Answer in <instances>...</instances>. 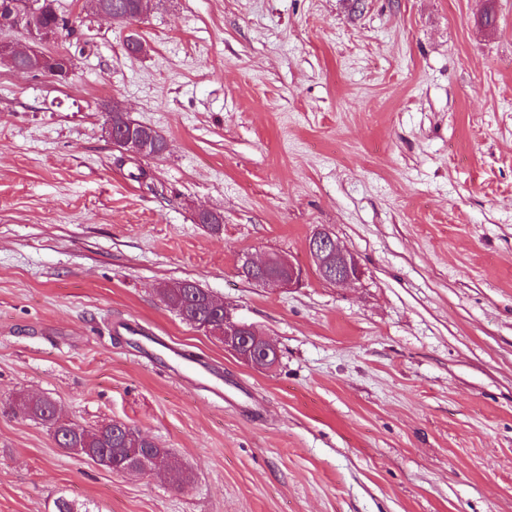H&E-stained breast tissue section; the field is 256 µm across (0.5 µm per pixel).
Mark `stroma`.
Masks as SVG:
<instances>
[{
  "mask_svg": "<svg viewBox=\"0 0 512 512\" xmlns=\"http://www.w3.org/2000/svg\"><path fill=\"white\" fill-rule=\"evenodd\" d=\"M58 7L76 33L42 48L67 79L0 63V512H512V0ZM115 104L168 151L114 149ZM318 227L360 282L318 278ZM268 253L303 286L240 276ZM181 280L278 365L183 323L159 294ZM120 319L219 368L223 400L145 365ZM21 394L125 422L190 484L59 447ZM271 267L277 269L275 274L261 279L253 277L254 273L266 271ZM240 269L243 276H247V280L250 282L258 286L271 287L282 291L299 288L305 278V273L299 266L276 254H267L259 260L246 256L242 259Z\"/></svg>",
  "mask_w": 512,
  "mask_h": 512,
  "instance_id": "obj_1",
  "label": "stroma"
}]
</instances>
